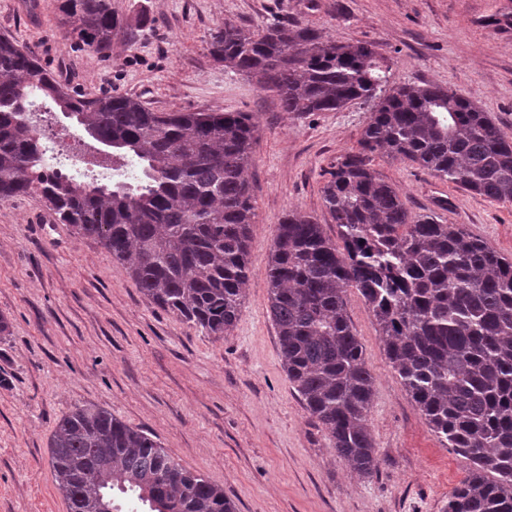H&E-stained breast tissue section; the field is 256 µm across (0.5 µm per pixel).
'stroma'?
<instances>
[{"mask_svg":"<svg viewBox=\"0 0 512 512\" xmlns=\"http://www.w3.org/2000/svg\"><path fill=\"white\" fill-rule=\"evenodd\" d=\"M60 0H0V36L91 95H129L157 112L252 113L249 180L257 218L246 297L231 331L205 335L155 305L99 243L74 235L40 198L0 203V512H67L49 465L58 420L103 407L156 440L184 468L223 486L237 512H442L467 462L430 430L391 367L356 290L347 311L375 378L368 425L380 461L365 478L331 448L278 355L265 274L282 217L337 228L321 189L357 150L370 107L297 116L208 51L225 22L302 23L339 41L380 45L393 84L449 86L512 138V0H112L122 27L104 52L68 38ZM375 169L410 211L448 200L444 223L512 259V202L476 195L403 159Z\"/></svg>","mask_w":512,"mask_h":512,"instance_id":"1","label":"stroma"}]
</instances>
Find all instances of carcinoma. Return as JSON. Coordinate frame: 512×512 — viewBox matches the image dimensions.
Listing matches in <instances>:
<instances>
[{"instance_id":"cac0c4a2","label":"carcinoma","mask_w":512,"mask_h":512,"mask_svg":"<svg viewBox=\"0 0 512 512\" xmlns=\"http://www.w3.org/2000/svg\"><path fill=\"white\" fill-rule=\"evenodd\" d=\"M59 11L66 36L98 52L121 26L112 0H61ZM208 51L286 112L371 105L358 150L336 159L322 189L338 241L290 211L266 269L281 365L330 446L362 476L378 472L367 424L374 377L347 312L354 289L431 431L468 461L444 512H512V260L433 211L411 213L372 168L376 154L406 159L512 201V140L450 87H388L376 43L339 42L299 23L226 22ZM38 100L74 114L131 180L78 181L50 165L30 121ZM257 130L249 112H155L132 96H88L0 36V202L40 196L153 304L209 336L232 330L249 280L256 211L245 171ZM49 448L67 512H102L116 491L150 512H235L223 487L105 408L72 409Z\"/></svg>"}]
</instances>
